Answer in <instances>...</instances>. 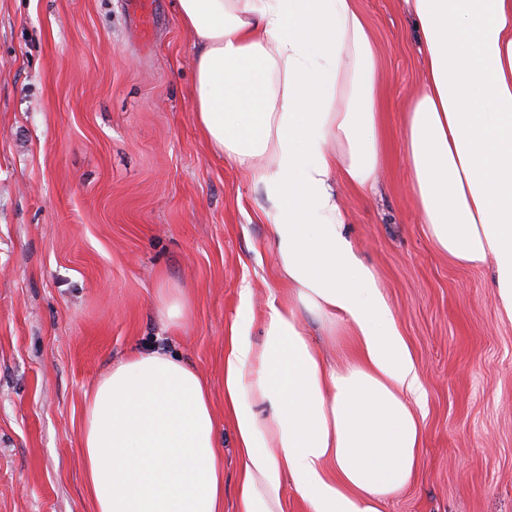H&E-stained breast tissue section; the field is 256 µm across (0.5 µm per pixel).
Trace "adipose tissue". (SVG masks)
Wrapping results in <instances>:
<instances>
[{
	"label": "adipose tissue",
	"instance_id": "1",
	"mask_svg": "<svg viewBox=\"0 0 512 512\" xmlns=\"http://www.w3.org/2000/svg\"><path fill=\"white\" fill-rule=\"evenodd\" d=\"M424 57L404 108L425 230L467 266L495 265L512 317V0H401ZM197 38L196 121L251 170L290 303L262 339L224 346L242 512H279L292 482L309 512H381L411 480L423 423L415 362L373 274L344 235L333 187H373L382 144L375 43L356 0H178ZM345 322L353 361L326 364L305 316ZM81 458L95 512H224L222 442L201 375L157 350L116 362L86 398Z\"/></svg>",
	"mask_w": 512,
	"mask_h": 512
}]
</instances>
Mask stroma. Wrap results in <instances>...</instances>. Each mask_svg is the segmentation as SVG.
<instances>
[{
	"label": "stroma",
	"mask_w": 512,
	"mask_h": 512,
	"mask_svg": "<svg viewBox=\"0 0 512 512\" xmlns=\"http://www.w3.org/2000/svg\"><path fill=\"white\" fill-rule=\"evenodd\" d=\"M376 42L385 158L373 191L337 183L346 234L394 313L424 394V442L384 512H512V318L491 266L441 253L418 214L401 106L421 83L399 0H357ZM192 31L177 0H0V512H94L84 394L159 348L206 380L224 436V512L241 458L224 339L276 274L260 188L195 124ZM187 302L184 317L160 301Z\"/></svg>",
	"instance_id": "35a3bbf8"
}]
</instances>
